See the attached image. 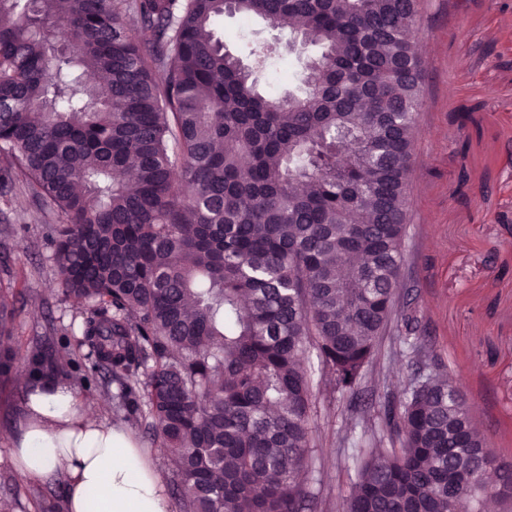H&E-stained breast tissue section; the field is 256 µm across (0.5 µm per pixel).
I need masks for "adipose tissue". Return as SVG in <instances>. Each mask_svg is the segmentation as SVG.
Here are the masks:
<instances>
[{
  "mask_svg": "<svg viewBox=\"0 0 512 512\" xmlns=\"http://www.w3.org/2000/svg\"><path fill=\"white\" fill-rule=\"evenodd\" d=\"M10 455L28 479L65 477L70 512H167L163 483L129 434L83 409L66 383L29 388Z\"/></svg>",
  "mask_w": 512,
  "mask_h": 512,
  "instance_id": "ef3b65f1",
  "label": "adipose tissue"
}]
</instances>
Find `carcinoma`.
Here are the masks:
<instances>
[{
    "label": "carcinoma",
    "mask_w": 512,
    "mask_h": 512,
    "mask_svg": "<svg viewBox=\"0 0 512 512\" xmlns=\"http://www.w3.org/2000/svg\"><path fill=\"white\" fill-rule=\"evenodd\" d=\"M421 0H0V189L19 178L47 225L61 294L86 304L76 347L35 343L28 380L106 371L151 420L183 512H303L314 376L356 393L393 327L423 61ZM133 14L131 30L125 16ZM258 16L320 48L302 93L271 98L278 47L226 51L215 23ZM13 294L0 289V383L13 381ZM410 379L396 437L364 412L345 512H456L512 457L489 447L443 369Z\"/></svg>",
    "instance_id": "cac0c4a2"
}]
</instances>
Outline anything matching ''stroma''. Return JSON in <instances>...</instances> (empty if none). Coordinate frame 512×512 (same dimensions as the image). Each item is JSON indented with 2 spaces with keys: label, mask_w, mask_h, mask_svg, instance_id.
Wrapping results in <instances>:
<instances>
[{
  "label": "stroma",
  "mask_w": 512,
  "mask_h": 512,
  "mask_svg": "<svg viewBox=\"0 0 512 512\" xmlns=\"http://www.w3.org/2000/svg\"><path fill=\"white\" fill-rule=\"evenodd\" d=\"M216 31L234 54L278 42L280 55L260 73V88L271 97L297 90L305 55L289 50V30L235 15ZM416 40L424 49L425 104L410 167L397 305L417 317L495 448L512 456V0H423ZM56 219L23 183L9 207L0 206V282L11 284L17 298L18 375L27 371L33 342L67 335L81 316L59 294L46 259L45 225ZM381 350L385 374L368 372L359 394L360 408L372 414L407 383L406 346L387 334ZM112 392L101 376L99 386L81 389L82 404L101 421L128 427L171 483L173 470L146 421L126 423ZM315 397L313 498L306 512H343L360 445L346 434L350 400L323 389ZM24 412L21 382L0 389V502L13 512H42L52 503L68 512L58 482L30 480L11 461Z\"/></svg>",
  "instance_id": "35a3bbf8"
}]
</instances>
